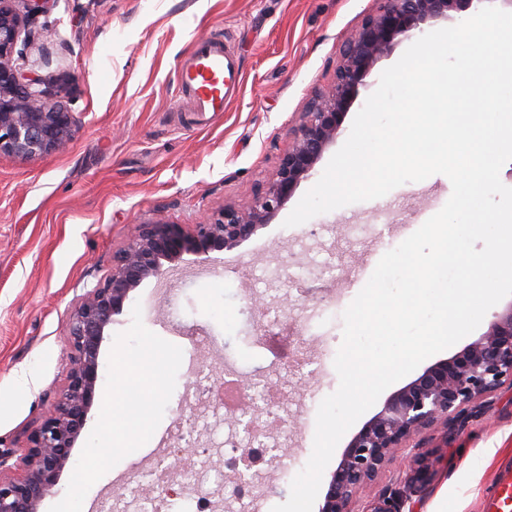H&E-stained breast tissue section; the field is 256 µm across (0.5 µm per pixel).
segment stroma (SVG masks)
<instances>
[{"instance_id": "obj_1", "label": "stroma", "mask_w": 512, "mask_h": 512, "mask_svg": "<svg viewBox=\"0 0 512 512\" xmlns=\"http://www.w3.org/2000/svg\"><path fill=\"white\" fill-rule=\"evenodd\" d=\"M378 0H52L35 23L26 65L65 96L78 122L66 152L32 160L0 158V453L15 465L52 409L71 354L68 327L87 290L103 285L112 256L137 225L161 219L197 224L269 183L301 112L335 79L341 39ZM221 35L238 60L239 93L197 129L181 120L175 72L193 42ZM448 177L408 182L288 227L284 206L271 224L208 261L183 255L130 295L100 350L107 364L117 333L140 303L144 326L179 346L176 386L151 439L87 492L84 507L110 500L123 512L132 496L121 478L185 451L187 421L200 416L198 442L244 435L232 419L210 426L209 403L191 397L200 375L272 390L286 426L271 429L275 457L256 476L251 512L287 501L293 476L313 450L317 409L339 377L331 353L341 336L333 312L361 291L355 275L375 261L377 241L399 245L442 209ZM260 299L265 308L239 315ZM295 329L311 325L304 346L266 335L268 316ZM401 458L427 457L429 482L405 512H480L499 465L512 464V384L478 400L448 426L415 436Z\"/></svg>"}]
</instances>
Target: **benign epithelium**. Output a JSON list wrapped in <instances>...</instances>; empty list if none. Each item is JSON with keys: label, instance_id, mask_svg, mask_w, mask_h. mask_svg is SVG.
I'll use <instances>...</instances> for the list:
<instances>
[{"label": "benign epithelium", "instance_id": "obj_1", "mask_svg": "<svg viewBox=\"0 0 512 512\" xmlns=\"http://www.w3.org/2000/svg\"><path fill=\"white\" fill-rule=\"evenodd\" d=\"M0 0V157L34 159L62 152L76 123L74 112L45 87V79L17 63L30 43L36 15L50 0ZM357 29L342 40L335 81L310 98L293 140L282 153L272 180L241 205H228L203 224H141L112 257L105 283L89 291L69 326V367L53 408L32 433L15 471L0 459V512H40L58 491L71 450L88 421L99 378V354L112 317L130 294L165 264L192 253L205 261L232 249L271 223L301 182L311 178L325 151L343 133L349 109L367 87L376 63L420 25L478 7L485 0H379ZM512 382V302L494 314L478 339L453 356L427 367L391 394L383 407L353 436L331 473L318 512H352L351 504L395 459L403 444L469 404ZM407 487H422L430 475L426 458L408 463ZM408 497L383 492L366 512H403Z\"/></svg>", "mask_w": 512, "mask_h": 512}]
</instances>
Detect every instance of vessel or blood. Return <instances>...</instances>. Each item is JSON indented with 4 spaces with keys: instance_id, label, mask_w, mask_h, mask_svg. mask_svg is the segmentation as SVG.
I'll list each match as a JSON object with an SVG mask.
<instances>
[{
    "instance_id": "b4317fda",
    "label": "vessel or blood",
    "mask_w": 512,
    "mask_h": 512,
    "mask_svg": "<svg viewBox=\"0 0 512 512\" xmlns=\"http://www.w3.org/2000/svg\"><path fill=\"white\" fill-rule=\"evenodd\" d=\"M240 73L234 57L222 40L204 37L195 40L191 53L175 73V83L186 98L189 112L198 124L224 109L240 87ZM483 512H512V466L500 470L483 502Z\"/></svg>"
}]
</instances>
